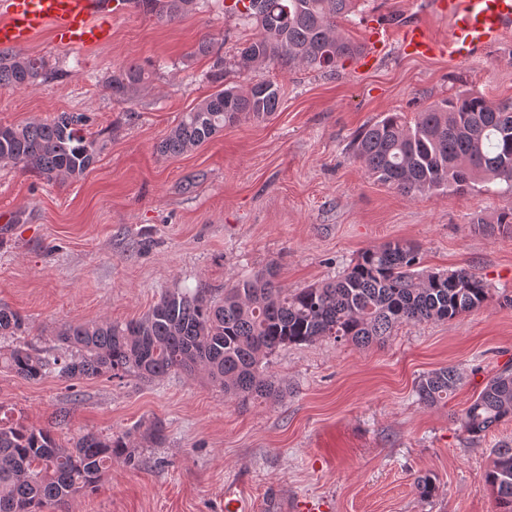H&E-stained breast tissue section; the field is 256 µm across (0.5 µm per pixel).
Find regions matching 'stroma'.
Returning a JSON list of instances; mask_svg holds the SVG:
<instances>
[{"mask_svg": "<svg viewBox=\"0 0 512 512\" xmlns=\"http://www.w3.org/2000/svg\"><path fill=\"white\" fill-rule=\"evenodd\" d=\"M378 13L390 25L373 44ZM414 23L449 38L447 15L426 0H359L340 28L364 43L370 65L260 69L280 87L278 112L176 157L158 143L216 91L215 55L232 61L254 34L225 14L224 0H200L169 23L138 10L113 18L99 46L65 47L48 30L23 46L54 76L33 89L0 86V125L78 112L107 142L74 180L0 162V306L26 317L25 341L49 350L63 325L142 317L168 289L202 286L219 298L272 264L288 290L318 285L394 239L419 245L422 269L464 267L491 286L475 311L400 325L366 348L327 338L283 346L266 366L284 396L246 407L203 375L27 381L0 369V412L12 421L51 429L67 446L87 433L131 434L134 463L113 461L97 491L48 512H224L235 483L252 512H294L305 501L318 512H498L487 472L493 450L512 442V421L475 440L460 417L512 365V227L495 223L512 189L496 180L463 195L407 197L371 178L351 144L385 113L411 123L461 90L512 102V33L479 57L420 59L401 41ZM206 38L214 55L197 51ZM130 61L150 78L136 100L118 102L107 80ZM480 217L490 230L478 229ZM448 364L462 376L456 392L425 407L417 381ZM154 420L166 427L159 448L142 437ZM420 476L435 483L433 497L420 496Z\"/></svg>", "mask_w": 512, "mask_h": 512, "instance_id": "obj_1", "label": "stroma"}]
</instances>
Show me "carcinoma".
<instances>
[{"instance_id":"carcinoma-1","label":"carcinoma","mask_w":512,"mask_h":512,"mask_svg":"<svg viewBox=\"0 0 512 512\" xmlns=\"http://www.w3.org/2000/svg\"><path fill=\"white\" fill-rule=\"evenodd\" d=\"M159 22L191 12L197 0H136ZM357 0H232L225 12L259 28L233 60L240 71L267 63L333 71L363 47L344 37L338 20L355 11ZM44 60L0 52V86L30 89L47 80ZM148 79L134 63L112 72V98H137ZM280 87L258 80L247 87L226 85L182 114L163 138V156L197 148L243 118L265 119L279 110ZM87 118L61 112L49 122L0 125V162L33 170L49 181L81 177L106 148L85 132ZM355 157L377 181L406 195L450 189L463 194L478 180L512 183V104L494 105L461 91L419 113L414 124L398 112L365 126L354 143ZM490 285L466 270L420 268L419 246L396 239L363 251L336 278L293 292L276 282L273 266L224 288L217 299L205 288L168 290L144 316L118 324H69L49 353L27 343L0 349V368L37 381L49 375L66 381L104 373L134 374L145 380L171 372H198L245 405L278 397L280 382L263 360L277 348L312 344L328 337L365 347L403 323L448 322L479 309ZM26 320L0 306V337L19 336ZM461 376L448 365L422 376L415 387L427 407L448 402ZM512 419V367L493 375L462 413V424L479 439L495 424ZM154 447L165 441L163 423L144 432ZM130 433L86 434L63 447L49 429L0 423V512H45L81 491L98 487L112 460L126 454ZM499 512H512V445L493 450L487 473Z\"/></svg>"}]
</instances>
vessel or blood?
Here are the masks:
<instances>
[{"label":"vessel or blood","instance_id":"obj_1","mask_svg":"<svg viewBox=\"0 0 512 512\" xmlns=\"http://www.w3.org/2000/svg\"><path fill=\"white\" fill-rule=\"evenodd\" d=\"M7 17L0 21V48L15 49L44 29H52L63 46L91 47L107 38L112 16L128 12L129 0H0ZM448 15V54L468 59L495 45L512 30V0H442ZM403 45L427 58L437 46L420 24L407 30Z\"/></svg>","mask_w":512,"mask_h":512}]
</instances>
